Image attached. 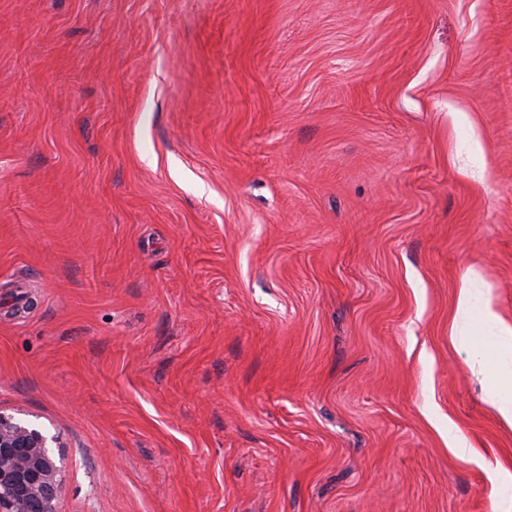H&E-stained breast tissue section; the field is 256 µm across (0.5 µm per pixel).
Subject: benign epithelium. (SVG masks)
Returning a JSON list of instances; mask_svg holds the SVG:
<instances>
[{
	"mask_svg": "<svg viewBox=\"0 0 512 512\" xmlns=\"http://www.w3.org/2000/svg\"><path fill=\"white\" fill-rule=\"evenodd\" d=\"M59 438L0 410V512H59L65 475Z\"/></svg>",
	"mask_w": 512,
	"mask_h": 512,
	"instance_id": "benign-epithelium-1",
	"label": "benign epithelium"
}]
</instances>
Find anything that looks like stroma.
<instances>
[{
	"instance_id": "1",
	"label": "stroma",
	"mask_w": 512,
	"mask_h": 512,
	"mask_svg": "<svg viewBox=\"0 0 512 512\" xmlns=\"http://www.w3.org/2000/svg\"><path fill=\"white\" fill-rule=\"evenodd\" d=\"M470 272L512 324V0H0V410L60 512H512Z\"/></svg>"
}]
</instances>
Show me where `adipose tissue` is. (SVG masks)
I'll list each match as a JSON object with an SVG mask.
<instances>
[{"label": "adipose tissue", "instance_id": "adipose-tissue-1", "mask_svg": "<svg viewBox=\"0 0 512 512\" xmlns=\"http://www.w3.org/2000/svg\"><path fill=\"white\" fill-rule=\"evenodd\" d=\"M481 366L488 377V403L512 426V325L501 327L498 339L484 355Z\"/></svg>", "mask_w": 512, "mask_h": 512}]
</instances>
